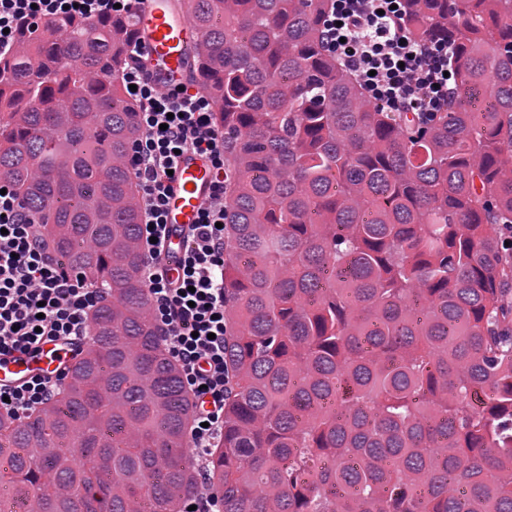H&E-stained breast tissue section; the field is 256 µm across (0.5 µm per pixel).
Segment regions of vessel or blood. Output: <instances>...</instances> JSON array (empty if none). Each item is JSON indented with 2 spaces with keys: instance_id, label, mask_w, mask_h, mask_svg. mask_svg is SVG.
Here are the masks:
<instances>
[{
  "instance_id": "vessel-or-blood-1",
  "label": "vessel or blood",
  "mask_w": 512,
  "mask_h": 512,
  "mask_svg": "<svg viewBox=\"0 0 512 512\" xmlns=\"http://www.w3.org/2000/svg\"><path fill=\"white\" fill-rule=\"evenodd\" d=\"M129 23L138 35L142 62L159 86H196L195 31L182 0H135ZM213 168L206 156L189 151L181 155L171 183L167 205V235L163 263L176 273L185 235L197 223L199 211L212 192ZM73 353L44 344L33 356L0 362V385L15 386L34 375L67 372Z\"/></svg>"
}]
</instances>
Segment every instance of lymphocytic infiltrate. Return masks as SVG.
<instances>
[{"label":"lymphocytic infiltrate","instance_id":"1","mask_svg":"<svg viewBox=\"0 0 512 512\" xmlns=\"http://www.w3.org/2000/svg\"><path fill=\"white\" fill-rule=\"evenodd\" d=\"M402 0H329L322 45L350 72L370 101L388 112H442L455 86L452 40L411 35ZM131 0H0V57L15 50L21 27L38 28L62 13L94 20ZM139 134L133 141L140 210L143 277L153 318L185 388L201 402L190 428L192 451L203 456L224 429L230 375L224 361V134L213 122L207 95L187 86H155L140 66L128 65ZM209 157L212 195L191 225L176 276L158 257L166 235L165 206L177 152ZM104 288L63 271L45 249L40 228L13 183L0 180V357L38 352L41 344L80 345L90 334ZM63 377L35 375L0 386V412L24 420L55 398Z\"/></svg>","mask_w":512,"mask_h":512}]
</instances>
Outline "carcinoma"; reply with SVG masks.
<instances>
[{
  "mask_svg": "<svg viewBox=\"0 0 512 512\" xmlns=\"http://www.w3.org/2000/svg\"><path fill=\"white\" fill-rule=\"evenodd\" d=\"M455 41L445 112H382L323 49L327 0H188L224 130V512H512V0H404ZM127 18L0 59V173L109 288L56 399L0 415V512H182L194 413L157 336L114 68Z\"/></svg>",
  "mask_w": 512,
  "mask_h": 512,
  "instance_id": "1",
  "label": "carcinoma"
}]
</instances>
